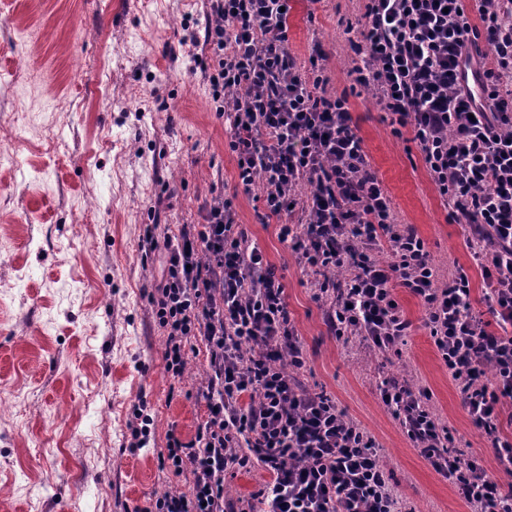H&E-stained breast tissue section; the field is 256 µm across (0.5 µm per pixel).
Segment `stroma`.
<instances>
[{"label":"stroma","instance_id":"stroma-1","mask_svg":"<svg viewBox=\"0 0 512 512\" xmlns=\"http://www.w3.org/2000/svg\"><path fill=\"white\" fill-rule=\"evenodd\" d=\"M368 0H291L288 51L327 60L330 90H349L347 27ZM0 512H142L192 475L160 470L169 431L194 437L210 377L193 341L181 375L166 369L167 333L150 293L165 258L146 252V225L170 233L202 221L215 195L274 265L305 345L304 382L373 435L409 512H470L385 410L378 384L398 376L430 391L458 448L501 468L469 422L423 325L419 300L398 289L412 322L401 356L333 336L310 284L266 217L260 188L244 191L230 131L197 61L203 0H0ZM353 119L398 223L424 240L440 282L465 271L473 308L494 317L487 283L413 142L395 136L369 93ZM149 442L125 445L139 399Z\"/></svg>","mask_w":512,"mask_h":512}]
</instances>
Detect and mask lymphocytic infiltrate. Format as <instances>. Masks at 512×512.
I'll return each instance as SVG.
<instances>
[{"label":"lymphocytic infiltrate","instance_id":"lymphocytic-infiltrate-1","mask_svg":"<svg viewBox=\"0 0 512 512\" xmlns=\"http://www.w3.org/2000/svg\"><path fill=\"white\" fill-rule=\"evenodd\" d=\"M289 2L206 0L205 74L240 183L260 187L337 337L400 353L412 323L394 290L419 298L468 418L510 483L454 447L427 390L386 379L381 402L475 512H512V437L503 433L512 423V0H369L349 40L354 84L387 112L394 135L411 130L450 219L470 226L495 332L473 312L468 275L439 285L424 241L397 223L347 94L327 89L324 53L306 70L290 57ZM470 71L482 75V95ZM144 238L166 252L150 301L168 330V371L182 373L194 339L211 369L206 421L191 441L169 434L158 458L160 469L191 470L192 491L159 497L150 512H247L225 500L224 474L255 461L270 476L254 495L260 512H402L375 438L303 382L306 351L284 285L240 230L232 199L206 203L199 229L160 239L150 224ZM385 244L388 263L378 257Z\"/></svg>","mask_w":512,"mask_h":512}]
</instances>
